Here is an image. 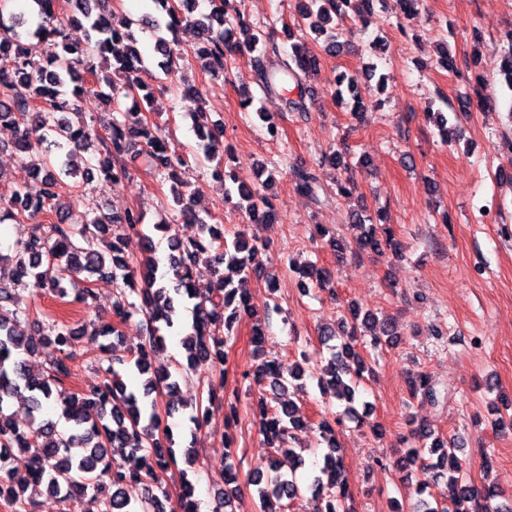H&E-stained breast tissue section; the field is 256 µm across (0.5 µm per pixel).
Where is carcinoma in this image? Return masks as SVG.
<instances>
[{
	"label": "carcinoma",
	"instance_id": "carcinoma-1",
	"mask_svg": "<svg viewBox=\"0 0 512 512\" xmlns=\"http://www.w3.org/2000/svg\"><path fill=\"white\" fill-rule=\"evenodd\" d=\"M39 23L24 41L15 32L21 21L5 15L8 0H0V124L18 130L13 148L23 162L35 145L47 144L59 150L46 154L45 161L29 166L31 184L19 186L8 197L0 195V223L32 222L34 231L13 244L14 263L11 284L0 283V499L14 512H28L25 492L44 486L51 494L62 495L73 507L90 490L103 494V512H168L170 497L163 474L176 464L174 434L167 419L158 410L153 394L166 391L172 397L180 389L187 370L199 361L223 364L224 347L234 335L241 315L252 313L249 296L242 283L253 273L264 270L262 254L266 244L246 233H237L230 243L224 241L222 225L215 217L195 208L179 187L189 168L188 154L169 146L162 138L151 115L159 113L153 93L139 82L138 73L151 64L168 75L176 60L196 61L203 70H224L228 57L245 53L250 57L255 81L264 96L281 99L287 112L305 115L312 110L307 99V78L320 68V56L305 41L294 42L290 49L280 48L269 34L241 13L227 19L224 5L229 0H209L211 10L197 20L192 14L199 0H152L156 14L138 19L115 20L110 0H66L71 15L59 12V0H31ZM384 0H299L298 13L315 40L322 41L325 52L339 47L338 35L348 21L369 22L374 8ZM86 23L87 39L72 42L66 34L70 23ZM149 28L155 39V56L147 57L138 47L135 29ZM244 35L240 40L235 33ZM52 39L61 51L43 59L38 44ZM337 96L356 100L358 91L347 73L336 75ZM108 87L103 91L102 87ZM91 96L108 107L111 118L103 124L104 133L83 120L79 103ZM197 136L195 160L212 163L211 175L224 190V200L238 197L234 206L258 224L275 221L271 197L256 189L236 184L233 172L224 167L221 139L223 129L201 109L192 115ZM101 147L91 150L93 141ZM140 171L171 181L178 190L173 199L181 223L195 228L190 235L171 233L165 219L149 225L144 213L128 207L108 213L100 208L81 214H62L58 189L68 178L81 177L82 183L99 180L108 186ZM297 190L307 196L316 193V179L303 168L294 170ZM377 222L359 224L362 234L357 248L373 253L401 255V245L391 228ZM115 227L107 237L109 227ZM139 235L145 250L153 252L154 233L168 234V263L173 276L159 273L148 261L134 265L124 256L122 232ZM214 268L216 284L201 291L192 279V266L201 256ZM109 279L115 285L112 319L95 325L91 340L101 353L104 339L122 338L120 326L135 313L151 323L121 370L112 364H100L101 385L90 395H79L53 388L72 377L67 348L77 332L66 322L51 320L37 337L20 331L22 321L30 319V306L21 292L34 290L60 299L88 305L95 299L90 284ZM183 332L185 361H174L173 369L153 368L156 355L164 350L166 336ZM394 326H378L372 315L362 321L342 325L339 332L327 333L324 342L341 340L328 347L330 357L320 368L322 389L336 400L346 402L345 414L356 419L352 403L370 372L353 342L380 349L392 343ZM252 343L260 360L254 373L243 374L254 383H269L272 397H258L260 429L271 455L264 468L247 475V483L256 487L258 512H283V500L303 491L312 493L316 512H354L352 494L344 479L342 457L338 454L334 423L320 422L327 443L323 466L303 484L295 477L301 459L287 447L293 431L299 428L300 407L293 399L282 400L292 382L304 374L301 364L287 366L263 349L262 322L253 326ZM45 353L49 367L45 373L28 369V359ZM134 372L144 378L142 391L128 389L123 374ZM61 401V416L69 426L63 429L43 414L44 404L52 397ZM22 397L27 412L20 417L4 410L11 399ZM412 402H438L439 391L424 371L413 374L408 384ZM239 391L225 393V401H216L212 391H199L194 399V428L209 421L215 405L225 407V420L237 417ZM417 443L407 450L412 462H420V471L430 478L416 480V501L408 510L396 512H501L492 505L500 497L493 485L477 487L463 483L465 460L457 455L453 442L442 447L432 428L414 429ZM127 450L124 461L108 457V449ZM29 454L26 472L6 468L13 450ZM288 458V472H282L281 457ZM133 465L126 466V462ZM449 481L453 493L438 495L431 487L439 478ZM229 490L218 499L215 512H233L232 492L240 485L239 468L229 462L222 477Z\"/></svg>",
	"mask_w": 512,
	"mask_h": 512
}]
</instances>
